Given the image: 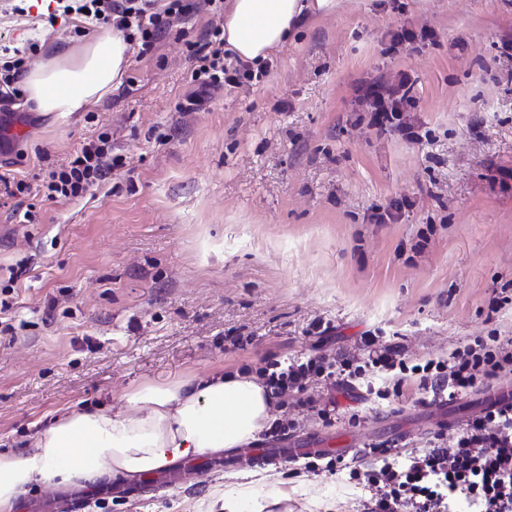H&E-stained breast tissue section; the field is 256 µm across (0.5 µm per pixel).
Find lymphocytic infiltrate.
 Instances as JSON below:
<instances>
[{"mask_svg":"<svg viewBox=\"0 0 512 512\" xmlns=\"http://www.w3.org/2000/svg\"><path fill=\"white\" fill-rule=\"evenodd\" d=\"M54 17L87 14L111 25L126 42L137 45L139 56L151 55L158 40L185 16L188 0H55ZM194 62L193 81L201 87L238 88L260 81L265 69H253L224 48L223 27H213L203 42H188ZM360 111L369 113L374 127L393 125L408 133L407 113L417 111L419 99L408 77L392 84H373L356 91ZM124 158L113 153L111 136L100 133L66 163L47 170L37 186L9 173L0 174V190L14 197L30 191L53 201L81 196L114 170ZM391 376L395 386L416 377L431 400H452L503 373H512V336L491 334L453 349L448 357L411 361L400 349L382 344L378 333L367 331L354 353L271 364L263 377L275 394L302 392L309 383L333 387L362 378L367 370ZM376 466L365 468L337 459L338 469L367 492L363 512H457L467 503L470 512H512V404L492 405L468 418L451 437L436 434L428 448L402 451L385 443L366 448Z\"/></svg>","mask_w":512,"mask_h":512,"instance_id":"obj_1","label":"lymphocytic infiltrate"}]
</instances>
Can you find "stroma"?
Returning <instances> with one entry per match:
<instances>
[{"mask_svg": "<svg viewBox=\"0 0 512 512\" xmlns=\"http://www.w3.org/2000/svg\"><path fill=\"white\" fill-rule=\"evenodd\" d=\"M11 11L0 45L27 47V66L77 50L103 25L75 15L49 24L48 0ZM434 29L435 43L392 48L389 29ZM184 39L164 35L131 58L93 109L30 111L0 121V173L31 180L109 132L126 165L74 199L0 193V452L28 444L65 411L106 404L146 383L356 351L366 330L406 357H447L474 337L512 336V0H342L308 16L256 85L196 94ZM408 74L421 100L416 143L355 125L354 89ZM407 198L392 224L374 208ZM39 221L16 223L17 203ZM25 270L10 279L8 269ZM330 331L311 333L314 320ZM489 385L446 405L418 381L379 399L365 381L338 386L331 421L323 386L279 398L290 440L346 431L362 444L419 448L487 406ZM242 451L200 457L198 477L142 495L85 489L81 512H206L215 486H236ZM239 512H360L348 471L306 460L273 468Z\"/></svg>", "mask_w": 512, "mask_h": 512, "instance_id": "stroma-1", "label": "stroma"}]
</instances>
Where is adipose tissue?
Listing matches in <instances>:
<instances>
[{
    "mask_svg": "<svg viewBox=\"0 0 512 512\" xmlns=\"http://www.w3.org/2000/svg\"><path fill=\"white\" fill-rule=\"evenodd\" d=\"M340 0H229L224 43L259 62L281 51L299 19L335 13ZM129 45L105 31L80 54L57 49L25 73L26 101L38 112L87 110L121 82ZM120 411L98 405L61 414L23 448L0 453V512H15L35 484L86 488L134 478L242 447L274 419L273 391L236 372L146 385L125 394Z\"/></svg>",
    "mask_w": 512,
    "mask_h": 512,
    "instance_id": "ef3b65f1",
    "label": "adipose tissue"
}]
</instances>
